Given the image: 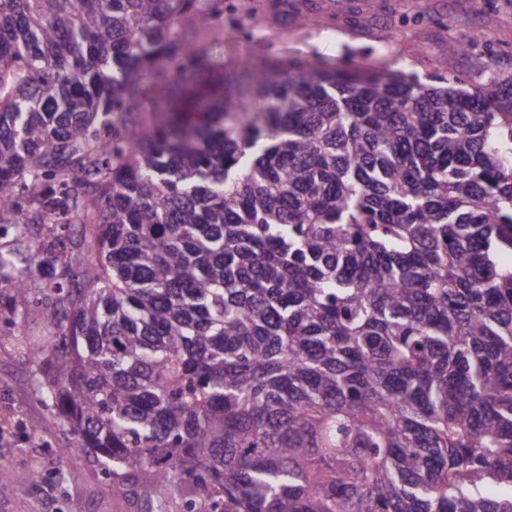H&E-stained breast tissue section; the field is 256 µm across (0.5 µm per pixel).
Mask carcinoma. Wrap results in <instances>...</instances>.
<instances>
[{
  "label": "carcinoma",
  "mask_w": 512,
  "mask_h": 512,
  "mask_svg": "<svg viewBox=\"0 0 512 512\" xmlns=\"http://www.w3.org/2000/svg\"><path fill=\"white\" fill-rule=\"evenodd\" d=\"M243 0H0V322L144 512H512V93L244 69ZM170 87L129 135L136 85ZM258 86L243 120L236 84ZM82 225V242L56 236Z\"/></svg>",
  "instance_id": "cac0c4a2"
}]
</instances>
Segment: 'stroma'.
I'll return each instance as SVG.
<instances>
[{
	"label": "stroma",
	"mask_w": 512,
	"mask_h": 512,
	"mask_svg": "<svg viewBox=\"0 0 512 512\" xmlns=\"http://www.w3.org/2000/svg\"><path fill=\"white\" fill-rule=\"evenodd\" d=\"M262 18L255 38L224 40L228 70L240 64L296 62L319 69L358 66L435 78L460 79L465 88L512 82V0H349L336 12L330 0H247ZM310 16L300 25L301 16ZM477 42L449 52L451 40ZM47 331L41 309L20 311L0 329V512H140L112 492V478L85 453L60 457L66 428L45 429L48 411L35 392V368L20 339ZM38 472L28 493L6 477Z\"/></svg>",
	"instance_id": "35a3bbf8"
}]
</instances>
